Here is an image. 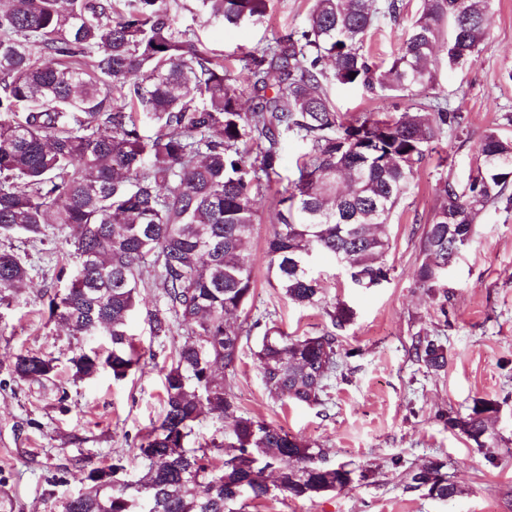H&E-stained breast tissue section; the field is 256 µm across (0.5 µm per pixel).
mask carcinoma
<instances>
[{
	"label": "carcinoma",
	"mask_w": 512,
	"mask_h": 512,
	"mask_svg": "<svg viewBox=\"0 0 512 512\" xmlns=\"http://www.w3.org/2000/svg\"><path fill=\"white\" fill-rule=\"evenodd\" d=\"M196 2L237 27L261 21L272 0ZM490 4L422 0L382 71L363 52L373 0H314L302 29L243 53L253 101L245 112L231 60L176 25L178 0H0V237L35 244L50 224L69 229L70 263L55 274L66 286L49 299V318L71 336L109 342L75 353L72 376L108 369L123 379L139 363L129 321L149 259L166 303L149 313L152 335L167 336L176 324L191 333L166 369L165 414L138 447L148 470L125 483L116 466L92 467L79 478L91 487L69 496L63 512H226L230 501L267 498L271 472L293 498L342 490L351 471L324 465L321 449L283 428L239 414L215 371L234 365L240 332L228 317L254 288L255 197L280 177L282 141L305 142L309 151L279 192L267 242L275 287L295 305L317 301L322 285L311 265L319 254L359 288L386 281L383 229L443 129L468 138L465 118L436 92L395 115L348 116L336 111L327 85L433 88L436 48L447 43L450 67L459 56L474 60ZM142 115L155 122L154 135L144 134ZM511 183L512 137L491 128L467 182L437 183L440 203L420 240V287H445L444 266L469 245L478 217L502 201L512 205ZM29 277L26 263L0 252V300ZM328 316L343 329L353 310L338 302ZM412 348L427 368L445 366L437 339L419 334ZM336 356L330 332L292 338L273 326L256 352L269 394L307 405L324 403ZM9 361L19 381L56 375L54 360L43 356L20 352ZM494 410L482 401L447 423L476 442ZM205 412L229 425L228 442L211 443L228 448L219 466L207 449L185 448ZM442 467L428 460L408 478L431 492Z\"/></svg>",
	"instance_id": "cac0c4a2"
}]
</instances>
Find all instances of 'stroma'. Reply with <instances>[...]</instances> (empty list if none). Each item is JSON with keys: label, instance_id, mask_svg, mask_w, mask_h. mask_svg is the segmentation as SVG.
<instances>
[{"label": "stroma", "instance_id": "1", "mask_svg": "<svg viewBox=\"0 0 512 512\" xmlns=\"http://www.w3.org/2000/svg\"><path fill=\"white\" fill-rule=\"evenodd\" d=\"M176 15L178 27L192 28L211 47L237 58L260 42L304 27L312 0H273L261 22L227 27L209 21L193 0ZM397 19L380 15L363 44L378 65H386L416 20L421 0H399ZM489 35L479 56L449 68L438 58V89L460 108L467 141L444 132L416 171L412 187L387 226L386 263L392 272L379 287H352L335 261L321 258L314 274L323 285L315 304L289 303L267 275L266 239L272 231L273 193L256 201L259 221L250 251L255 288L234 326L242 334L240 352L226 375L240 413L321 448L325 465H348L347 489L310 501L271 490L267 499H240L226 512H512V209L489 207L475 226L470 245L448 270L446 292L429 294L417 284L422 227L438 203L436 184L448 177L466 182L485 132L512 113V0H492ZM338 111L349 114L400 112L413 96L382 88L366 90L331 84ZM67 232L50 225L43 243L22 244L0 237V250L32 264L27 287L0 302V498L1 512H62V502L78 482L51 486L66 469L78 473L85 461L96 466L118 462L120 480L134 481L148 462L138 446L163 409V370L188 338L181 327L172 335L150 332L148 314L161 309L152 264L142 270L140 302L130 331L141 356L136 372L123 380L101 371L91 380L73 379L69 360L83 341L48 318V302L61 288L53 272L65 258ZM354 312L336 332L337 366L327 380L324 405L282 404L272 398L258 369L263 336L253 322L270 314L272 325L291 336H318L331 329L336 301ZM444 345L447 363L434 371L412 352L417 333ZM30 352L53 358L57 375L49 381H19L4 359ZM496 411L488 419L485 446L449 428L448 416H467L479 400ZM446 465L456 496L443 500L427 489L410 487L407 474L423 462Z\"/></svg>", "mask_w": 512, "mask_h": 512}]
</instances>
